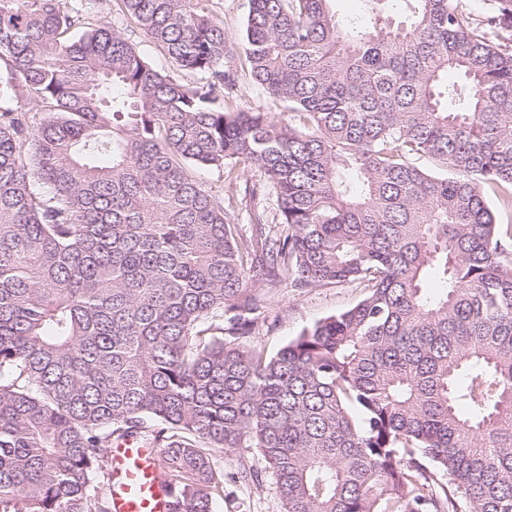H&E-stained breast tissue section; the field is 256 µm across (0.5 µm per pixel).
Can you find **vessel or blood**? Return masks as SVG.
Returning <instances> with one entry per match:
<instances>
[{"instance_id": "b4317fda", "label": "vessel or blood", "mask_w": 512, "mask_h": 512, "mask_svg": "<svg viewBox=\"0 0 512 512\" xmlns=\"http://www.w3.org/2000/svg\"><path fill=\"white\" fill-rule=\"evenodd\" d=\"M160 457L129 440L112 450V512H170L162 488Z\"/></svg>"}]
</instances>
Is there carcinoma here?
I'll use <instances>...</instances> for the list:
<instances>
[{"instance_id": "1", "label": "carcinoma", "mask_w": 512, "mask_h": 512, "mask_svg": "<svg viewBox=\"0 0 512 512\" xmlns=\"http://www.w3.org/2000/svg\"><path fill=\"white\" fill-rule=\"evenodd\" d=\"M330 2L250 0L245 64L282 124L225 93L204 0H118L192 83L90 22L96 0H0V101L36 106H0V512H111L125 439L159 451L171 512L224 499L214 448L257 449L283 512H512V224L487 199L512 211V0H405L407 25L369 0L354 35ZM233 160L280 228L253 205L243 237ZM282 282L367 293L244 347ZM191 176L202 183L213 194L224 196V177L216 168H190Z\"/></svg>"}]
</instances>
